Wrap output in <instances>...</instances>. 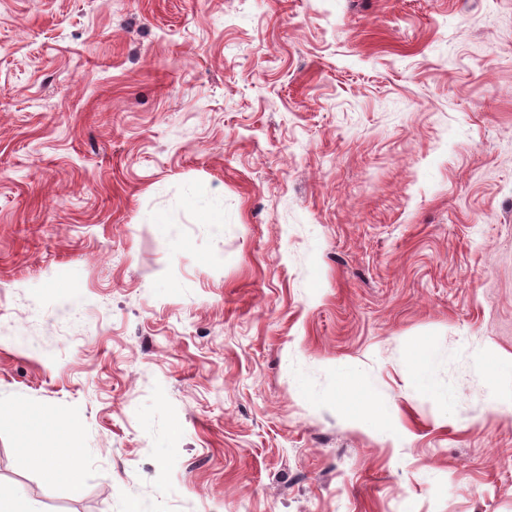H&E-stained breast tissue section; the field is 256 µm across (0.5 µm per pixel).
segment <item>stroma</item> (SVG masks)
<instances>
[{
  "label": "stroma",
  "mask_w": 512,
  "mask_h": 512,
  "mask_svg": "<svg viewBox=\"0 0 512 512\" xmlns=\"http://www.w3.org/2000/svg\"><path fill=\"white\" fill-rule=\"evenodd\" d=\"M510 389L512 0H0V405L81 451L1 485L512 512ZM429 362L430 352L428 347L424 345L419 346L413 356V373L422 388L429 393H433L435 387L429 374ZM340 400L345 412L352 417L366 421L367 415L363 407L364 395L369 389L368 383L357 372L349 370L338 371Z\"/></svg>",
  "instance_id": "1"
}]
</instances>
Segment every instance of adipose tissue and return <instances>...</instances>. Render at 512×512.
Wrapping results in <instances>:
<instances>
[{
    "instance_id": "1",
    "label": "adipose tissue",
    "mask_w": 512,
    "mask_h": 512,
    "mask_svg": "<svg viewBox=\"0 0 512 512\" xmlns=\"http://www.w3.org/2000/svg\"><path fill=\"white\" fill-rule=\"evenodd\" d=\"M0 422L12 425L28 438L31 450L26 457L47 479L59 477V460L66 451L64 441L70 434L63 418L48 412L0 409Z\"/></svg>"
}]
</instances>
